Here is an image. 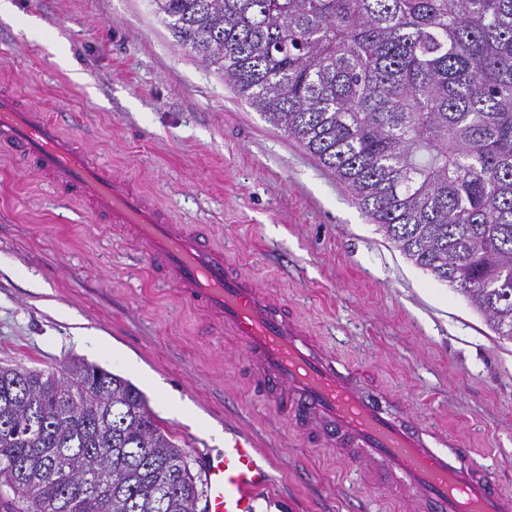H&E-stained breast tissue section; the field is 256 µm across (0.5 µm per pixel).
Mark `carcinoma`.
Here are the masks:
<instances>
[{
	"mask_svg": "<svg viewBox=\"0 0 512 512\" xmlns=\"http://www.w3.org/2000/svg\"><path fill=\"white\" fill-rule=\"evenodd\" d=\"M352 191L378 231L512 341V0H152ZM0 366V486L27 512H201L142 393L72 359Z\"/></svg>",
	"mask_w": 512,
	"mask_h": 512,
	"instance_id": "cac0c4a2",
	"label": "carcinoma"
}]
</instances>
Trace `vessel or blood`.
Instances as JSON below:
<instances>
[{
  "instance_id": "obj_1",
  "label": "vessel or blood",
  "mask_w": 512,
  "mask_h": 512,
  "mask_svg": "<svg viewBox=\"0 0 512 512\" xmlns=\"http://www.w3.org/2000/svg\"><path fill=\"white\" fill-rule=\"evenodd\" d=\"M0 152L50 184L59 201L120 226L161 283L200 312L244 354L254 391L337 461L366 468L417 512H512V495L472 462V449L401 413L399 398L363 390L353 365L328 351L222 249L173 223L169 210L115 177L61 118L0 87ZM205 512H255L272 467L249 437L199 456Z\"/></svg>"
}]
</instances>
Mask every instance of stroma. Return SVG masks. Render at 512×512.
Masks as SVG:
<instances>
[{
	"instance_id": "obj_1",
	"label": "stroma",
	"mask_w": 512,
	"mask_h": 512,
	"mask_svg": "<svg viewBox=\"0 0 512 512\" xmlns=\"http://www.w3.org/2000/svg\"><path fill=\"white\" fill-rule=\"evenodd\" d=\"M0 83L83 138L209 239L416 422L451 430L512 490V343L384 238L344 184L194 55L149 0H10ZM79 358L127 379L185 452L251 436L274 479L258 512H396L251 389L239 347L146 262L0 156V365Z\"/></svg>"
}]
</instances>
